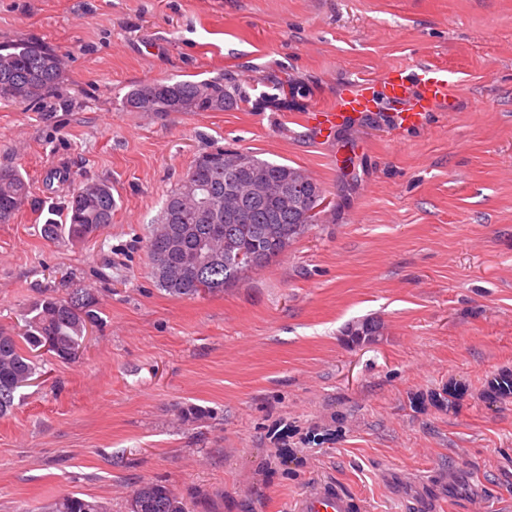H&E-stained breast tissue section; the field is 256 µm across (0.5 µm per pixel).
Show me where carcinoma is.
Returning <instances> with one entry per match:
<instances>
[{"instance_id": "obj_1", "label": "carcinoma", "mask_w": 512, "mask_h": 512, "mask_svg": "<svg viewBox=\"0 0 512 512\" xmlns=\"http://www.w3.org/2000/svg\"><path fill=\"white\" fill-rule=\"evenodd\" d=\"M63 79L58 51L40 41L15 40L0 43V95L15 91L20 101L33 105L44 104L60 96ZM170 97L194 102L196 112H222L231 103L222 80H167L163 82ZM154 89V83L133 86L123 97V106L138 111V102ZM195 179L183 176L171 189L164 202L157 227L148 240L152 275L158 287L177 298H196L224 290L239 283L247 273L258 270L284 254L288 246L308 228L302 202L285 207L278 191L272 190L265 199H248L249 221L245 224H226L205 221L177 222L175 214H189L196 209L197 186L217 197L224 196V185L231 172L224 162L211 159V153L198 155ZM254 166L264 170L273 186H288V194L298 192L292 182L295 168L252 158ZM29 185L13 169H0V223H7L28 197ZM116 201L112 187L105 182L82 183L69 197L65 208V223L42 225L47 238L66 235L73 242H84L95 236L105 224L104 213L112 212ZM208 240L207 251L212 259L200 274L179 277L166 273L162 267L181 266V257L196 247L199 240ZM84 303L73 304L72 297L44 294L25 309V328L20 334L0 330V417L12 410L15 394L37 373L36 364L23 353L20 344L38 349L50 343L59 358L75 354L84 341L87 323L96 322L97 302L93 294L82 293ZM381 324L363 320L349 327V335L360 342L379 335ZM48 512H109L106 503L76 494L59 497ZM128 512H187L183 497L165 485L148 482L130 496Z\"/></svg>"}]
</instances>
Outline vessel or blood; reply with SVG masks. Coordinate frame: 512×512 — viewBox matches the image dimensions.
<instances>
[{
	"instance_id": "obj_1",
	"label": "vessel or blood",
	"mask_w": 512,
	"mask_h": 512,
	"mask_svg": "<svg viewBox=\"0 0 512 512\" xmlns=\"http://www.w3.org/2000/svg\"><path fill=\"white\" fill-rule=\"evenodd\" d=\"M451 80L447 69L429 63L415 70L396 69L357 83L330 112L331 119L346 120L356 113L371 111L375 92L394 103V121L401 127L417 125L422 114L447 99ZM354 500L336 484L316 480L289 504V512H354Z\"/></svg>"
}]
</instances>
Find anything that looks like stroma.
Returning <instances> with one entry per match:
<instances>
[{
  "label": "stroma",
  "instance_id": "obj_1",
  "mask_svg": "<svg viewBox=\"0 0 512 512\" xmlns=\"http://www.w3.org/2000/svg\"><path fill=\"white\" fill-rule=\"evenodd\" d=\"M63 56V100L0 103V169L30 194L0 223V328L45 291L88 289L76 357L38 354L0 417V512L69 494L127 512L146 482L190 512H286L312 481L356 512H512V0H0V42ZM441 65L447 103L306 116L357 81ZM223 79L221 112H130L154 80ZM237 149L305 169L332 207L268 266L183 299L147 242L195 157ZM110 226L39 229L84 180ZM382 324L352 342L353 321Z\"/></svg>",
  "mask_w": 512,
  "mask_h": 512
}]
</instances>
